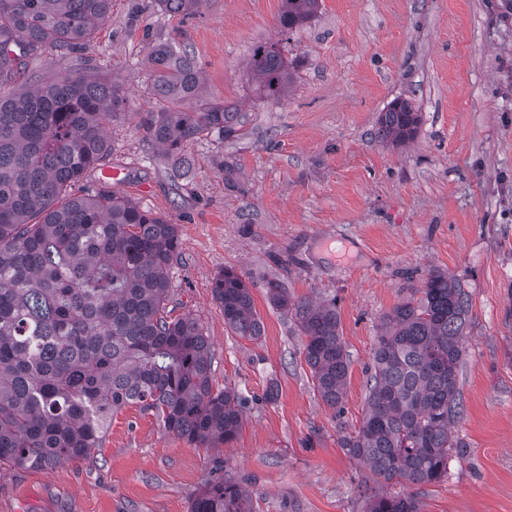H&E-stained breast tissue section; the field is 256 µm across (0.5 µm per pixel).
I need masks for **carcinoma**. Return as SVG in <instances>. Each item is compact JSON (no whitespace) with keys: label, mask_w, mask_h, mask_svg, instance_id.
Instances as JSON below:
<instances>
[{"label":"carcinoma","mask_w":512,"mask_h":512,"mask_svg":"<svg viewBox=\"0 0 512 512\" xmlns=\"http://www.w3.org/2000/svg\"><path fill=\"white\" fill-rule=\"evenodd\" d=\"M189 17L202 0H154ZM320 0H282L280 32L309 23ZM112 0H0V83L19 74L31 52L82 49L111 14ZM153 94L166 103L145 121L148 138L176 156L217 134L240 136L243 113L224 102L200 107L202 71L185 44L149 55ZM255 92L280 98L293 69L274 43L253 48ZM120 87L83 73L0 96V466L41 470L80 460L102 446L112 417L138 405L190 444L215 447L243 424L234 387L213 382L212 346L194 316L170 315L168 272L179 228L102 184L77 183L111 153L106 127L122 109ZM421 113L396 100L378 117L377 136L412 140ZM271 303L305 337L304 359L323 403L342 404L350 366L336 302L295 300L278 281ZM212 296L235 335L257 341L263 324L250 288L233 268ZM471 301L454 277L428 274L420 297L384 317L372 350L367 409L341 447L382 484L426 485L448 475L450 426L463 415L458 391ZM189 512H250L232 482H207ZM367 512H421L410 495L370 498Z\"/></svg>","instance_id":"carcinoma-1"}]
</instances>
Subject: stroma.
<instances>
[{"instance_id":"obj_1","label":"stroma","mask_w":512,"mask_h":512,"mask_svg":"<svg viewBox=\"0 0 512 512\" xmlns=\"http://www.w3.org/2000/svg\"><path fill=\"white\" fill-rule=\"evenodd\" d=\"M281 0H203L172 16L152 0H112L78 54L34 52L21 79L77 72L118 84L123 113L108 128L112 189L179 227L168 308L198 317L212 343L213 379L235 387L244 425L216 448L189 444L151 413L116 414L90 457L46 470H1L0 512H189L221 478L247 490L252 512H365L382 487L341 446L366 408L367 368L381 322L430 272L472 299L459 388L465 411L439 482L390 485L423 512H512V20L500 0H320L310 24L283 38ZM187 43L206 97L238 104L243 134L187 146L194 172L141 121L159 111L148 53ZM279 44L296 79L279 101L256 96L247 63ZM398 98L422 114L413 140L377 138ZM250 284L259 341L224 324L211 292L221 269ZM294 297L335 300L350 355L345 397L327 407L313 388L300 336L267 283ZM275 398H268V391Z\"/></svg>"}]
</instances>
